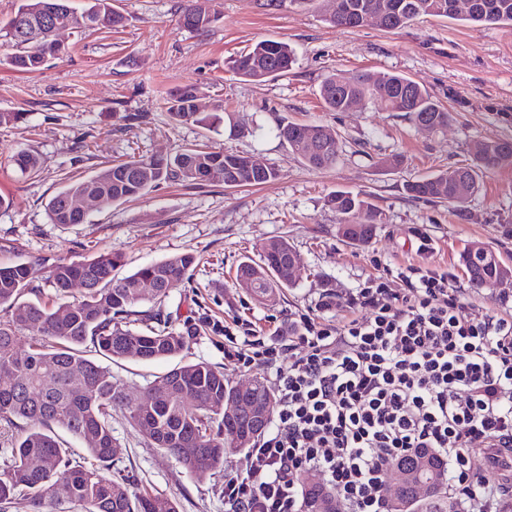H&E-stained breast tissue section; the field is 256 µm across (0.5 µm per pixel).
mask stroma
Here are the masks:
<instances>
[{
  "instance_id": "obj_1",
  "label": "stroma",
  "mask_w": 512,
  "mask_h": 512,
  "mask_svg": "<svg viewBox=\"0 0 512 512\" xmlns=\"http://www.w3.org/2000/svg\"><path fill=\"white\" fill-rule=\"evenodd\" d=\"M114 5L126 18L118 31L62 33L67 53L33 73L0 66V111L27 115L17 126L0 128V197L10 202L0 209V265L44 267L63 257L108 252L124 276L175 255L195 256L188 280L148 307L169 317L174 330L195 324L196 335L175 361L110 362L117 387L139 394L179 361L207 362L237 384L272 382L267 366L238 369L225 359L239 323H250L256 337L275 338L284 319L319 315L324 293L348 295L388 267L412 263L447 272L465 294L467 315L512 295L510 282L472 284L460 259L467 245L479 243L512 265V166L484 174L462 220L447 203L416 200L405 191L409 181L468 163L476 142L512 141V28L446 18L397 30L372 22L337 27L325 20L329 0H283L274 9L262 8L261 0H213L216 21L192 32L179 22L182 0ZM262 39L294 49L288 74L254 83L232 73L228 59ZM340 71L406 76L453 119L429 132L369 102L348 112L326 111L319 86ZM187 84L198 89L203 104H223L218 131L169 117L166 97ZM284 118L334 130L341 143L336 164L314 169L293 155L276 136ZM194 144L256 157L276 176L235 188L166 182L138 199L90 211L88 223L50 222L45 206L65 179ZM22 149L41 157L39 176L17 171L14 157ZM393 155L402 156L400 167L386 165ZM339 190L368 196L382 212L369 243L337 238L338 218L327 199ZM423 236L433 244L426 254L417 251ZM281 237L294 245L300 264L294 286L270 307L235 288L234 275L244 257ZM110 424L119 443L115 465L134 475L138 489L175 499L180 512H224V478L238 457L189 474L120 410H113Z\"/></svg>"
}]
</instances>
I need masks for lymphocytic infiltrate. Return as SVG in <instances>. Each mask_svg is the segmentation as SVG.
Segmentation results:
<instances>
[{"mask_svg":"<svg viewBox=\"0 0 512 512\" xmlns=\"http://www.w3.org/2000/svg\"><path fill=\"white\" fill-rule=\"evenodd\" d=\"M322 306L345 315L292 317L283 338L224 352L274 367L276 394L271 430L224 480L225 512H300L310 470L350 512H388L385 475L417 448L440 455L471 512H493L501 487L472 459L512 448V299L465 317L447 273L410 264Z\"/></svg>","mask_w":512,"mask_h":512,"instance_id":"1","label":"lymphocytic infiltrate"}]
</instances>
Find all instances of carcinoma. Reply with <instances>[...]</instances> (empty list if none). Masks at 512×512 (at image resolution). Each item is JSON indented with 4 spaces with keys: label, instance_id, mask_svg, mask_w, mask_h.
<instances>
[{
    "label": "carcinoma",
    "instance_id": "obj_1",
    "mask_svg": "<svg viewBox=\"0 0 512 512\" xmlns=\"http://www.w3.org/2000/svg\"><path fill=\"white\" fill-rule=\"evenodd\" d=\"M389 12L398 29L423 18H452L480 25L512 26V0H472L465 14L448 12V0H336V12L327 21L335 26L353 27L361 14ZM124 15L112 7V0H90L78 11L70 0H22L14 15L0 28V39L13 47L5 62L20 72H35L48 57L64 54L65 47L54 36L38 39L18 35L17 24L31 28L61 26L77 33H110L124 26ZM183 27L204 31L215 21L206 0H183L179 18ZM294 54L288 43L262 39L250 51L231 60L238 76L253 82L288 74ZM320 97L331 112H344L352 101H372L388 112H402L414 123L448 125L451 113L425 89L407 77L387 72L335 73L320 86ZM166 110L177 123L212 126L224 105L205 113L196 87L185 85L165 99ZM321 126L283 120L277 137L301 161L315 169L336 163L341 150L338 138L311 149L306 132ZM474 153L473 163L454 167L406 184L412 198L446 201L460 217L465 204L478 189L487 170L512 165V141L492 140ZM235 152L188 147L173 156L139 158L105 166L98 172L69 182L47 203L51 223L83 224L87 215L74 210L70 199L93 196L108 207L140 197L163 182L197 184L222 182L233 188L262 184L275 178L273 168L249 167ZM16 165L23 176L37 174L40 157L22 152ZM339 216L337 234L342 240L367 242L380 222L376 206L349 191H338L329 200ZM299 258L285 238L264 244L258 259L238 264L234 285L261 304L273 303L292 286L288 263ZM471 282L484 284L512 275L502 260L493 264L461 256ZM194 257L176 255L138 268L125 277L113 274L112 255L101 253L90 259H58L45 268L44 281L69 309L64 320L59 309L24 299L35 278V268L21 263L0 266V423L15 431L11 435L10 463L0 473V506L21 496L30 512H53L49 488L65 482L69 501L82 512H180L179 504L147 490L131 492L132 475L113 469L118 445L108 422L112 409L125 412L140 426L155 428L154 445L173 457L187 472L195 473L224 466L233 455L252 447L265 433L274 409L275 394L262 380L240 393L224 371L203 361L179 365L155 377L134 398L112 383L111 371L92 358L97 354L113 361L135 359L154 362L179 355L188 345L192 328L177 332L157 313L144 314L145 330L133 328L134 307L144 300L139 285L145 280L159 283L156 298L182 282ZM86 284L78 297L70 298L73 285ZM244 398L256 407L262 421L245 416L234 428L224 424V401ZM63 430L86 443V460L72 458L71 449L56 434ZM401 473H422L435 481L423 488L415 480L403 482L391 500L390 512H462L461 501L448 493V470L428 448H418L394 464ZM303 512H339L336 496L319 483H303Z\"/></svg>",
    "mask_w": 512,
    "mask_h": 512
}]
</instances>
